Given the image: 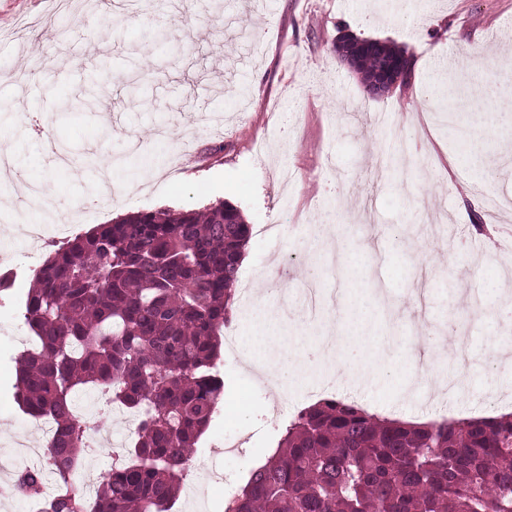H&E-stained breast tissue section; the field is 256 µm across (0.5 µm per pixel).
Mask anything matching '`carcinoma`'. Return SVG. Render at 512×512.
<instances>
[{
    "label": "carcinoma",
    "instance_id": "obj_1",
    "mask_svg": "<svg viewBox=\"0 0 512 512\" xmlns=\"http://www.w3.org/2000/svg\"><path fill=\"white\" fill-rule=\"evenodd\" d=\"M352 36L334 47L363 85L388 60ZM251 228L240 210L135 212L52 252L22 300L33 348L17 358L15 396L47 415V469L17 493L40 512H169L199 437L224 399L216 370ZM137 412L135 439L84 500L73 477L88 430L75 411L97 393ZM59 490L44 495V471ZM225 512H512V414L411 425L353 403L301 409Z\"/></svg>",
    "mask_w": 512,
    "mask_h": 512
}]
</instances>
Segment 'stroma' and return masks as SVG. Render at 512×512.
<instances>
[{"label": "stroma", "instance_id": "stroma-1", "mask_svg": "<svg viewBox=\"0 0 512 512\" xmlns=\"http://www.w3.org/2000/svg\"><path fill=\"white\" fill-rule=\"evenodd\" d=\"M406 48L416 61L409 86L368 95L335 55L339 30ZM489 62L512 79V0H103L87 13L80 0H0V135L11 172L0 178V249L22 257L50 243L22 234L31 212L16 213L13 186L25 178L47 186L56 221L80 212V230L132 211L202 210L234 204L253 233L239 275L251 285L237 296L228 325L241 348L257 311L276 310L264 288L286 281L297 301L311 256L294 252L302 225L327 210L376 245L366 285L381 291L382 314L368 346L395 359L456 313L471 349L485 350L486 330L473 299L495 303L504 272L486 229V202L471 183L466 152L448 136L447 113L433 91L438 71ZM69 156L51 165L41 131ZM413 146L401 173L378 156L397 138ZM448 221L456 244L438 238ZM265 224L274 233H260ZM31 282L17 274L0 293V459L41 440L15 399V359L28 347L20 302ZM224 403L201 435L211 476L196 497L180 494L172 512H224L227 489L244 486L275 450L297 410L318 397L320 374L282 386L242 363L220 359ZM472 361L468 392L432 404L415 388L358 377L335 384V396L382 415L413 417L429 408L457 415L495 414L512 403L494 392L511 379ZM243 441L233 458L214 452L225 434Z\"/></svg>", "mask_w": 512, "mask_h": 512}]
</instances>
